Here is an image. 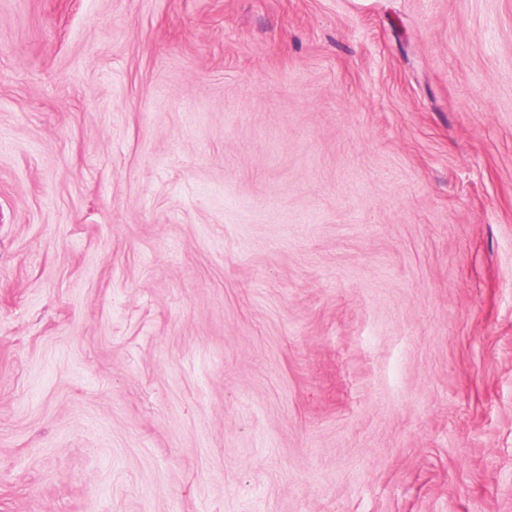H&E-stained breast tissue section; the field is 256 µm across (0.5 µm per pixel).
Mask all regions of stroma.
Here are the masks:
<instances>
[{"instance_id":"35a3bbf8","label":"stroma","mask_w":512,"mask_h":512,"mask_svg":"<svg viewBox=\"0 0 512 512\" xmlns=\"http://www.w3.org/2000/svg\"><path fill=\"white\" fill-rule=\"evenodd\" d=\"M0 512H512V0H0Z\"/></svg>"}]
</instances>
